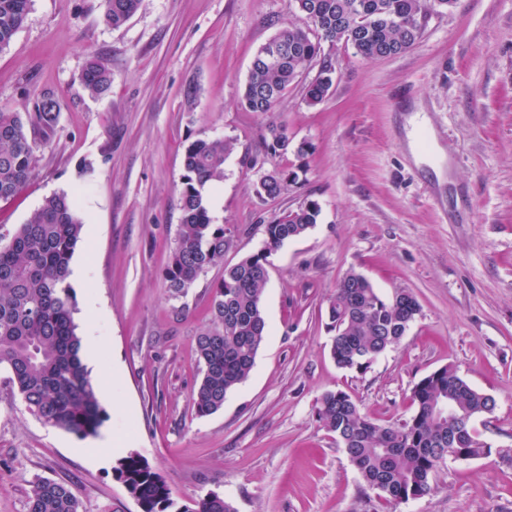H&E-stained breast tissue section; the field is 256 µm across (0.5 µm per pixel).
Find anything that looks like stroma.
I'll use <instances>...</instances> for the list:
<instances>
[{"mask_svg":"<svg viewBox=\"0 0 512 512\" xmlns=\"http://www.w3.org/2000/svg\"><path fill=\"white\" fill-rule=\"evenodd\" d=\"M300 19L295 0H143L115 29L100 0H32L0 53V107L28 112L49 91L59 113L29 182L0 202V226L15 229L53 194L76 197L86 232L70 266L86 278L72 284L74 319L100 338L88 368L110 393L101 431L130 445L96 459L95 437L37 420L0 368V512H25L39 477L70 485L82 512H141L113 472L130 450L179 506L217 492L237 512H384L319 422L317 402L341 389L374 422L401 423L414 412L413 386L448 365L494 399L475 424L492 453L447 461L433 490L397 512H512V0H458L396 57L367 59L337 43L321 104L305 101L311 69L274 112L240 109L257 50ZM91 53L112 70L97 98L81 79ZM417 112L446 156L448 182L410 150ZM273 121L308 154L271 153ZM205 137L235 142L223 181L206 189L233 243L176 299L164 268L182 219L183 153ZM276 169L296 170L297 184L259 197ZM310 200L317 224L269 258L267 336L249 378L223 409L198 416L194 346L212 286L262 248L268 221ZM351 270L382 296L405 290L421 305L400 345L363 371L336 366L326 328L329 299ZM91 296L104 316H86Z\"/></svg>","mask_w":512,"mask_h":512,"instance_id":"obj_1","label":"stroma"}]
</instances>
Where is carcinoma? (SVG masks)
Returning <instances> with one entry per match:
<instances>
[{
    "mask_svg": "<svg viewBox=\"0 0 512 512\" xmlns=\"http://www.w3.org/2000/svg\"><path fill=\"white\" fill-rule=\"evenodd\" d=\"M32 0H0V52L22 28ZM304 24L286 23L255 54L239 99L249 112L274 110L307 65L319 64L307 85L309 105L321 103L336 79L333 59L323 44L343 42L364 57L388 58L412 49L422 38L434 11L451 10L457 0H295ZM142 0H102L103 15L114 27L123 25ZM82 81L92 97L112 85L106 60L88 57ZM53 93H43L27 113L0 108V201L14 197L29 181L37 140L46 141L58 118ZM272 152L292 141L288 128L268 127ZM233 150L229 138H198L184 153L176 245L164 270L172 296L181 297L210 267L224 261L229 239L224 225L214 223L204 196L208 184L224 179V162ZM297 183L284 169L264 176L257 188L276 198ZM320 207L309 201L264 225L265 241L255 254L224 268L211 289L209 326L195 338L201 380L192 392L197 415L224 407L227 394L249 377L264 340L266 320L261 297L268 281L270 255L285 242L305 235L318 222ZM83 222L67 193L46 198L14 231L0 233V367L28 411L43 423L81 438L95 436L106 411L81 356L82 339L74 321L70 262ZM409 292L381 297L360 273L347 272L337 283L328 308L330 353L344 370L367 369L387 349L398 345L420 314ZM414 414L405 422L382 426L373 422L344 390L327 391L316 408L318 420L336 439L370 490L384 498L388 512L421 498L433 487L446 461H469L491 454L479 439L475 421L494 410L492 397L471 387L451 366L421 379L411 391ZM142 512H236L223 496L211 492L194 507L172 510L167 482L134 452L114 468ZM26 512H81L72 489L39 478L32 482Z\"/></svg>",
    "mask_w": 512,
    "mask_h": 512,
    "instance_id": "1",
    "label": "carcinoma"
}]
</instances>
